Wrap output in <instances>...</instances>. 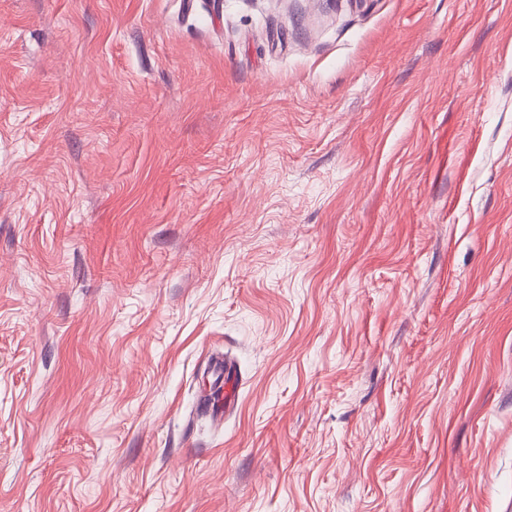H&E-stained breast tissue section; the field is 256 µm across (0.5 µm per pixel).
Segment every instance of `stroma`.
<instances>
[{
	"mask_svg": "<svg viewBox=\"0 0 512 512\" xmlns=\"http://www.w3.org/2000/svg\"><path fill=\"white\" fill-rule=\"evenodd\" d=\"M0 512H512V0H0ZM239 388L240 380L236 372L224 360V375L214 389L216 396H213L209 403L216 419H222L225 413L236 406Z\"/></svg>",
	"mask_w": 512,
	"mask_h": 512,
	"instance_id": "obj_1",
	"label": "stroma"
}]
</instances>
